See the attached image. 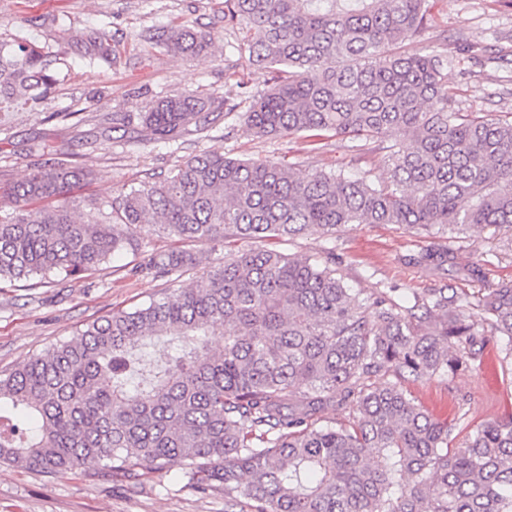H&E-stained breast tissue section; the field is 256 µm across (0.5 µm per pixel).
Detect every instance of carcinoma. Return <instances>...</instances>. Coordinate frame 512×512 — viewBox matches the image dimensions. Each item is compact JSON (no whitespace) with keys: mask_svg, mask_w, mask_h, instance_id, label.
Segmentation results:
<instances>
[{"mask_svg":"<svg viewBox=\"0 0 512 512\" xmlns=\"http://www.w3.org/2000/svg\"><path fill=\"white\" fill-rule=\"evenodd\" d=\"M432 26L428 0H224L231 47L288 73L242 113L251 133L348 137L358 154L389 139L380 183L204 152L78 219L67 194L89 171L34 161L0 189L14 204L0 219V281L81 279L150 225L224 243V258L186 287L192 254L142 256L135 272L169 283L158 298L1 372L0 462L49 474L93 462L132 478L135 466L178 460L198 488L224 490V512H512V413L451 448L448 424L404 386L481 359L490 336L512 357V280L474 301L448 285L396 299L349 287L333 257L258 246L348 224L428 236L512 227V119L455 107L447 53L396 51ZM141 39L177 56L213 45L186 21ZM56 61L0 38V111L47 103ZM236 108L215 93L170 94L119 121L131 136L172 141ZM410 261L485 278L479 262L440 247ZM347 408V424L328 417Z\"/></svg>","mask_w":512,"mask_h":512,"instance_id":"carcinoma-1","label":"carcinoma"}]
</instances>
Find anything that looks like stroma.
<instances>
[{"label":"stroma","instance_id":"obj_1","mask_svg":"<svg viewBox=\"0 0 512 512\" xmlns=\"http://www.w3.org/2000/svg\"><path fill=\"white\" fill-rule=\"evenodd\" d=\"M435 21L424 36L402 42L406 55L428 53L443 44L454 62L445 77L455 105L464 112L512 113V0H430ZM224 0H0V32L15 34L59 52V81L43 108L0 112V185L25 178L30 161L64 160L94 170L96 178L76 184L69 194L75 214L90 204L111 201L121 185L154 181L178 164L203 153L230 157H270L296 171L342 169L386 179L387 153L352 157L348 138L317 143L300 135L254 137L242 119H217L170 144L136 142L123 136L116 116L147 110L169 94L227 93L235 85L257 95L275 81L271 70L249 65L230 52L219 15ZM189 21L214 37L208 54L191 58L145 49L138 40L148 27ZM108 32L119 52L117 66L101 65L93 32ZM508 51L499 59L500 51ZM55 120H47V113ZM459 249L483 266L487 283L512 280V232L471 228L432 238L395 224H351L333 236L310 233L275 247L300 257L335 254L348 283L365 293L382 288L397 294H423L444 280L410 264L427 246ZM185 250L200 265L222 258L223 244L185 242L159 232L143 233L138 251L117 253L83 279L53 287L0 283V371L70 340L86 325L118 309L146 304L164 281L133 275L148 250ZM416 403L448 422L456 442L468 431L512 412V363L489 340L481 360L450 376L407 383ZM0 512H224L220 489L189 483L180 462L145 471L132 484L87 465L51 475L0 463Z\"/></svg>","mask_w":512,"mask_h":512}]
</instances>
